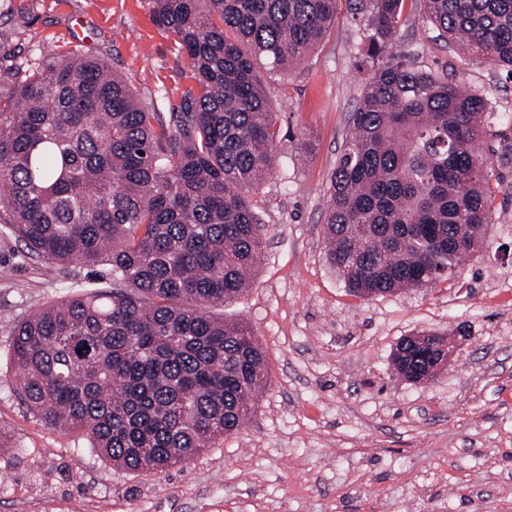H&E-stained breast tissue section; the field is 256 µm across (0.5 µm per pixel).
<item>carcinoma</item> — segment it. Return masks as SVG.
<instances>
[{
	"mask_svg": "<svg viewBox=\"0 0 512 512\" xmlns=\"http://www.w3.org/2000/svg\"><path fill=\"white\" fill-rule=\"evenodd\" d=\"M405 0H152L194 84L180 110L139 100L106 62L41 51L0 94V224L48 264L105 269L17 323L28 407L127 472H163L251 414L265 374L235 300L260 262L247 195L273 168L275 107L259 67L287 72L340 4L370 73L331 174L326 257L361 297L423 288L491 223L493 113L478 90L394 51ZM424 31L460 58L512 69V0H421Z\"/></svg>",
	"mask_w": 512,
	"mask_h": 512,
	"instance_id": "carcinoma-1",
	"label": "carcinoma"
}]
</instances>
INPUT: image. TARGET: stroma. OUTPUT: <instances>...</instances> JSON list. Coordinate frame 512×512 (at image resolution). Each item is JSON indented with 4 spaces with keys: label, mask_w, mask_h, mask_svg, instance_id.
<instances>
[{
    "label": "stroma",
    "mask_w": 512,
    "mask_h": 512,
    "mask_svg": "<svg viewBox=\"0 0 512 512\" xmlns=\"http://www.w3.org/2000/svg\"><path fill=\"white\" fill-rule=\"evenodd\" d=\"M422 14L406 0L399 50L494 109L483 249L455 277L370 298L349 294L327 262L329 179L369 76L356 67L357 25L340 11L299 68L266 81L275 164L249 195L263 256L251 288L212 310L248 323L266 372L249 418L214 447L158 474L124 472L28 409L9 361L14 326L111 285L75 264L48 275L0 228V427L14 442L0 454V512H512V73L425 39ZM43 46L108 62L162 112L192 84L151 0H0V58L24 69ZM461 323L469 339L432 381L396 373L403 337Z\"/></svg>",
    "instance_id": "obj_1"
}]
</instances>
